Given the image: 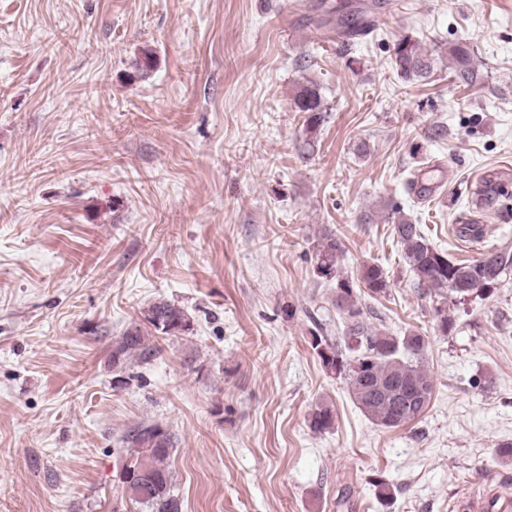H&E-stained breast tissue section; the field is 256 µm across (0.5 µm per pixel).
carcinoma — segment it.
<instances>
[{
	"mask_svg": "<svg viewBox=\"0 0 512 512\" xmlns=\"http://www.w3.org/2000/svg\"><path fill=\"white\" fill-rule=\"evenodd\" d=\"M449 55L456 79L463 85L472 83L473 49L459 43ZM393 64L402 77L427 79L433 59L419 43L405 36L395 44ZM294 102L305 114L303 136L306 145L311 146L325 112L317 85L312 81L299 85ZM500 194V177L487 175L472 191L474 207L482 209ZM393 235L402 248L405 270L418 292L433 302L432 320L445 336L457 326L451 307L489 298L512 275V248L491 250L473 261L453 260L430 243L421 225L403 217L393 225ZM343 254V242L331 229L324 230L314 242V273L336 282L334 305L343 319V332L331 336L316 324L308 344L326 373L345 382L353 403L374 425L384 429L407 425L421 418L433 395V378L425 365L429 339L419 330L392 334L369 322L372 310L361 296L372 300L384 297L391 281L382 267L370 262L345 274L341 267ZM143 317L162 336L185 335L191 329L192 316L166 300L149 305ZM158 353L159 348L141 332L140 325L132 324L113 341L112 369L125 370L134 357L147 363ZM335 421L333 408L319 402L311 412L310 428L325 433L334 428ZM122 443L128 456L122 463L119 483L132 503L145 508V512H181L169 467L174 448L172 434L158 423L141 425L123 436Z\"/></svg>",
	"mask_w": 512,
	"mask_h": 512,
	"instance_id": "carcinoma-1",
	"label": "carcinoma"
}]
</instances>
